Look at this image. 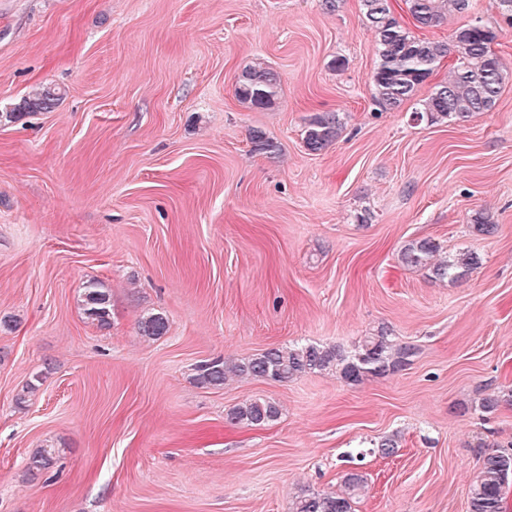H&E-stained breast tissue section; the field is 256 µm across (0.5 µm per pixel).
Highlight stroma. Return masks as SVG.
<instances>
[{
    "mask_svg": "<svg viewBox=\"0 0 512 512\" xmlns=\"http://www.w3.org/2000/svg\"><path fill=\"white\" fill-rule=\"evenodd\" d=\"M469 3L422 37L480 19L512 69L498 0ZM256 60L280 80L265 109L235 95ZM376 65L360 0H0V512H291L353 470L354 512H469L485 452L512 445V81L492 111L429 125L378 106ZM41 87L59 100L25 110ZM323 112L344 129L313 153ZM479 211L494 234L472 233ZM416 238L480 264L435 280L398 260ZM92 280L106 328L81 310ZM147 313L160 338L140 336ZM382 329L418 353L354 386L194 379ZM492 391L499 409L474 412ZM248 398L279 418L232 424ZM343 123L338 113L324 112L315 116L304 132V144L311 152H320L341 135ZM80 302L88 320L102 328L110 326L112 294L109 288H104L102 284L91 281L84 288ZM168 327V321L160 313H151L147 316H143L138 321V331L140 336L147 337L149 339H155L162 336Z\"/></svg>",
    "mask_w": 512,
    "mask_h": 512,
    "instance_id": "1",
    "label": "stroma"
}]
</instances>
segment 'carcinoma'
Instances as JSON below:
<instances>
[{
    "instance_id": "carcinoma-1",
    "label": "carcinoma",
    "mask_w": 512,
    "mask_h": 512,
    "mask_svg": "<svg viewBox=\"0 0 512 512\" xmlns=\"http://www.w3.org/2000/svg\"><path fill=\"white\" fill-rule=\"evenodd\" d=\"M364 19L375 35L377 66L371 75L376 103L385 110H396L408 101L415 102L413 117L430 125L448 120L465 121L495 106L509 78L501 58L492 45L497 31L480 21L464 24L453 33V44L432 41L415 35L395 16L392 0H361ZM408 14L419 29L437 27L450 12L468 9V0H405ZM456 62L449 69L448 81L436 86L424 99H416L419 87L433 74L437 64L450 53ZM280 82L267 64L256 60L238 77L235 94L253 108H268L276 103ZM55 92L37 89L25 104L30 109H47ZM339 114L324 112L315 116L304 132V144L320 152L341 135ZM401 264L427 270L439 281L463 279L478 265L475 253L466 250L443 255L439 245L429 239L407 242L399 251ZM87 319L101 328L110 326L111 290L89 282L81 295ZM168 321L151 313L138 321L139 334L149 339L162 336ZM414 345L398 342L384 331L366 336L358 347L347 352L338 346L315 343L271 347L236 361L217 359L196 367L195 379L202 385L219 388L229 381L263 379L287 383L307 374H332L348 385H357L369 376H387L402 370L415 355ZM279 407L260 398L245 400L230 410L229 419L237 424L260 426L277 420ZM56 449L41 448L30 458L27 471L35 476L49 469ZM512 486V452L493 450L484 456L470 487V512H507L506 489ZM365 489L358 473L346 475L343 487L329 492H303L296 497L292 512H354V500Z\"/></svg>"
}]
</instances>
